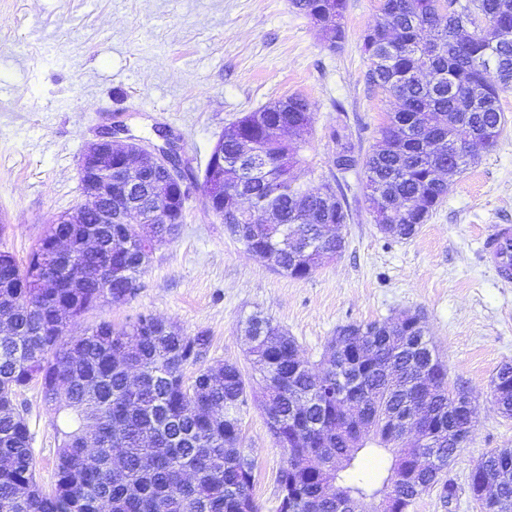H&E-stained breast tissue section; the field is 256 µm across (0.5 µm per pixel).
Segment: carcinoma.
<instances>
[{
	"mask_svg": "<svg viewBox=\"0 0 512 512\" xmlns=\"http://www.w3.org/2000/svg\"><path fill=\"white\" fill-rule=\"evenodd\" d=\"M299 12L329 32L330 46L345 37L344 0H291ZM374 86L400 101L388 116L381 141L366 157L340 144L333 166L340 173L363 168L365 197L387 235L415 236L442 201L447 183L470 163L473 146L489 147L490 130L501 134L506 118L500 94L512 88V0H380L379 14L363 38ZM287 125L313 134L305 98L281 97L244 113L224 127V186L240 189L250 206L276 223H243L245 211L224 207V224L244 229L235 237L262 253L269 266L305 278L339 255L345 241L328 237L327 225L350 220L341 184L309 187L300 147L273 137ZM251 132L265 169L239 163L247 154L240 139ZM165 180L146 173L141 188L120 201L134 224H52L27 262L0 252V512H259L253 496V463L241 447L240 413L246 380L233 362L203 365L209 337L184 334L152 315L127 326L103 322L81 336L69 331L89 309L133 295L148 265L142 238L171 241L177 224H140L147 201ZM126 247L112 279L98 270L114 238ZM66 239L65 253L50 242ZM249 357L265 384L266 425L285 464L279 512H336V495L351 512H367L379 500L383 512H407L423 492L437 486L444 503L456 486L444 478L452 457L448 437L467 418L449 397L448 369L420 317L399 331L379 321L336 328L313 370L294 339L260 313L248 319ZM196 367L195 375L185 370ZM55 415L58 465L54 487L35 476L26 420L16 392L32 381ZM503 414L512 417V366L492 379ZM413 405L432 439L406 446L388 437L383 420ZM355 417L367 419L356 431ZM366 448L391 455L387 474H363ZM504 469L498 487L512 509V454L487 451L475 471Z\"/></svg>",
	"mask_w": 512,
	"mask_h": 512,
	"instance_id": "obj_1",
	"label": "carcinoma"
}]
</instances>
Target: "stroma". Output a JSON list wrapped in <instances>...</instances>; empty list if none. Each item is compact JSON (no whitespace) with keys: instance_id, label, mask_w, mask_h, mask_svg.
<instances>
[{"instance_id":"obj_1","label":"stroma","mask_w":512,"mask_h":512,"mask_svg":"<svg viewBox=\"0 0 512 512\" xmlns=\"http://www.w3.org/2000/svg\"><path fill=\"white\" fill-rule=\"evenodd\" d=\"M380 0H346L345 38L329 47L290 0H0V251L28 253L61 214L83 203L79 164L86 145L122 125L124 135L158 144L174 137L193 178L185 218L156 246L126 301L89 310L75 328L123 326L150 314L210 338L205 364L234 362L250 372L243 328L262 313L319 362L336 328L416 314L475 406L467 444L448 468L454 508L437 491L408 512H481L470 479L483 454L512 448V418L491 398L497 370L512 363V280L483 255L497 224H512V89L500 96L507 123L449 181L442 203L407 240L382 233L369 210L364 174H338V140L370 153L396 99L367 79L362 37ZM297 94L315 117L305 151L308 185L339 181L350 220L340 256L293 278L268 268L224 230L200 188L225 126L270 101ZM252 380L242 412V445L255 466L260 512H277L281 448L270 437ZM16 404L31 437L36 478L55 481L60 437L38 385Z\"/></svg>"}]
</instances>
